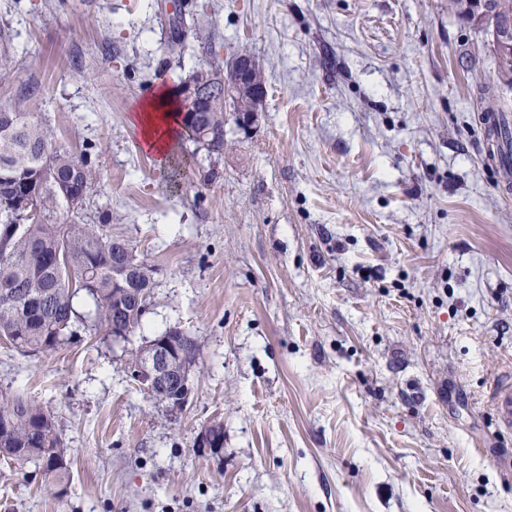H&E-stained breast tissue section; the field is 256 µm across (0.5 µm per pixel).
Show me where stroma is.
I'll use <instances>...</instances> for the list:
<instances>
[{
    "label": "stroma",
    "instance_id": "35a3bbf8",
    "mask_svg": "<svg viewBox=\"0 0 512 512\" xmlns=\"http://www.w3.org/2000/svg\"><path fill=\"white\" fill-rule=\"evenodd\" d=\"M239 54L255 123L225 109L219 157L180 139L172 183L135 104ZM0 106L88 158L84 220L155 282L128 341H0V397L54 413L72 471L56 497L0 460V512H512L487 401L512 372V197L481 122L512 89L450 0H0ZM171 327L201 346L175 419L128 368Z\"/></svg>",
    "mask_w": 512,
    "mask_h": 512
}]
</instances>
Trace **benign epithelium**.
<instances>
[{
  "label": "benign epithelium",
  "mask_w": 512,
  "mask_h": 512,
  "mask_svg": "<svg viewBox=\"0 0 512 512\" xmlns=\"http://www.w3.org/2000/svg\"><path fill=\"white\" fill-rule=\"evenodd\" d=\"M458 8L477 26L483 27L497 12L511 13L512 0H462ZM489 36L492 51L501 66L498 73L499 83L512 89V17H507V21L501 24L492 23ZM226 70L228 80L224 84V102L237 100L242 94L249 95L252 100L249 109L235 114L237 125L246 129L254 122L255 112L259 111L265 100V80L256 75L254 59L247 54L233 57L226 64ZM177 99L182 115L188 120L192 119L194 113L200 111L205 103L202 85L193 81L183 82L178 87ZM129 371L133 380L151 395L169 384L177 387V398L167 403L170 414L176 415L186 407L192 393L193 370L189 366H181L168 358L162 363L152 354L130 365Z\"/></svg>",
  "instance_id": "benign-epithelium-1"
}]
</instances>
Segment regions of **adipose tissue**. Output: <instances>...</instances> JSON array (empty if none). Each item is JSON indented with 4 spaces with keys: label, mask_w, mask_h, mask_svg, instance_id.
Listing matches in <instances>:
<instances>
[{
    "label": "adipose tissue",
    "mask_w": 512,
    "mask_h": 512,
    "mask_svg": "<svg viewBox=\"0 0 512 512\" xmlns=\"http://www.w3.org/2000/svg\"><path fill=\"white\" fill-rule=\"evenodd\" d=\"M180 109L167 89H160L135 106L131 125L143 148L166 162L176 140Z\"/></svg>",
    "instance_id": "1"
}]
</instances>
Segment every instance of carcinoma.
<instances>
[{"label":"carcinoma","mask_w":512,"mask_h":512,"mask_svg":"<svg viewBox=\"0 0 512 512\" xmlns=\"http://www.w3.org/2000/svg\"><path fill=\"white\" fill-rule=\"evenodd\" d=\"M190 140L208 155L224 153V108L198 112L193 124L183 123ZM94 175L87 161L58 146L52 130L15 108L0 109V276L14 288L7 302L0 296V339L21 353L58 348L80 336H112V324L123 322L135 331L142 317L136 294L147 296L153 270L131 244L112 237L106 224L56 218L58 208L79 213L70 191H89ZM67 249L76 260L73 279H60L54 255ZM44 292L42 304L27 306L29 291ZM84 298L81 311L76 299ZM70 325L67 336L54 323ZM167 339L173 360L196 362L198 340L178 327ZM0 458L34 463L45 486L60 496L71 482L70 449L64 446L54 415L21 396L0 399Z\"/></svg>","instance_id":"carcinoma-1"}]
</instances>
